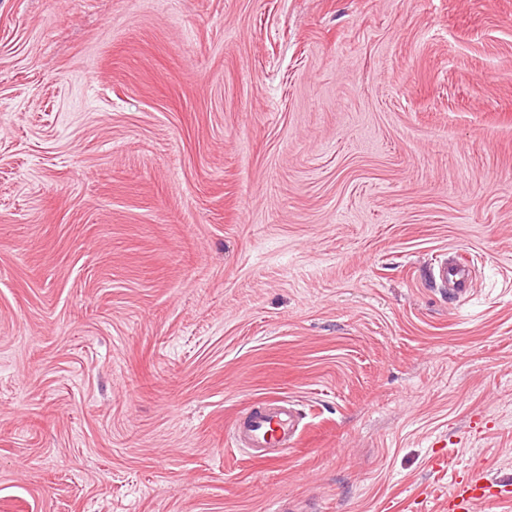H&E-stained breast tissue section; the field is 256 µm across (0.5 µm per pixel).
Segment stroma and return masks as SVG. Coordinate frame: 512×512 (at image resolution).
<instances>
[{
	"mask_svg": "<svg viewBox=\"0 0 512 512\" xmlns=\"http://www.w3.org/2000/svg\"><path fill=\"white\" fill-rule=\"evenodd\" d=\"M268 396L277 463L226 437ZM464 472L512 483V0H0V512ZM433 279L435 282L438 280L444 288H448V293L454 296L464 295L469 289V269L462 262H443L434 270ZM299 404L285 397L256 401L234 416L232 444L253 460L276 461L294 447L305 428Z\"/></svg>",
	"mask_w": 512,
	"mask_h": 512,
	"instance_id": "1",
	"label": "stroma"
}]
</instances>
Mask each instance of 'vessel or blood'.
<instances>
[{"instance_id": "b4317fda", "label": "vessel or blood", "mask_w": 512, "mask_h": 512, "mask_svg": "<svg viewBox=\"0 0 512 512\" xmlns=\"http://www.w3.org/2000/svg\"><path fill=\"white\" fill-rule=\"evenodd\" d=\"M433 277L449 294H466L469 269L462 263H443ZM305 416L297 403L285 397L256 401L234 416L230 425L232 444L249 458L263 461L281 459L294 447L305 428ZM455 493L448 502V512H469L477 501L504 502L512 499V485L489 487L478 477H458Z\"/></svg>"}]
</instances>
